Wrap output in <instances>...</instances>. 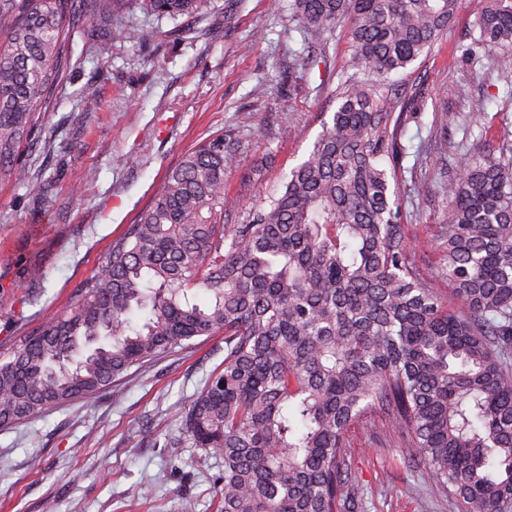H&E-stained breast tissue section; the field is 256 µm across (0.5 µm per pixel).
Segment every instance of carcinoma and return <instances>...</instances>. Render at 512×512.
Listing matches in <instances>:
<instances>
[{"label":"carcinoma","mask_w":512,"mask_h":512,"mask_svg":"<svg viewBox=\"0 0 512 512\" xmlns=\"http://www.w3.org/2000/svg\"><path fill=\"white\" fill-rule=\"evenodd\" d=\"M172 18L204 0H0V181L45 197L18 163L64 83L72 32L135 42L129 4ZM472 44L512 46V0H485ZM458 0H294L311 45L348 21L332 123L281 189L224 223L220 134L166 175L72 304L0 345V428L115 387L201 337L224 361L178 411L191 447L224 462L220 512H351L346 434L383 413L401 452L458 512H512V158L466 154L448 191V310L394 211L399 100L388 78L448 29Z\"/></svg>","instance_id":"1"}]
</instances>
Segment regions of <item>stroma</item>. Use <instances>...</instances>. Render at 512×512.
Wrapping results in <instances>:
<instances>
[{"mask_svg": "<svg viewBox=\"0 0 512 512\" xmlns=\"http://www.w3.org/2000/svg\"><path fill=\"white\" fill-rule=\"evenodd\" d=\"M268 0H206L174 20L131 5L137 43L89 51L75 34L57 98L21 155L46 199L0 184V341L65 309L112 240L149 209L166 174L200 142L224 134L240 165L224 177V221L280 189L339 102L352 35L342 24L307 45L288 8ZM484 0H459L428 53L391 80L404 102L398 130L399 217L417 266L441 275L438 239L460 154L512 155V49L461 47ZM484 110H477V103ZM264 129L263 139L253 132ZM39 270L31 279L30 270ZM440 292H447L441 282ZM224 360V340L199 339L141 368L95 401L53 408L0 429V512H218L224 463L183 438L177 411ZM151 428L144 438L142 428ZM354 512H455L423 467L407 462L385 416L348 434Z\"/></svg>", "mask_w": 512, "mask_h": 512, "instance_id": "obj_1", "label": "stroma"}]
</instances>
